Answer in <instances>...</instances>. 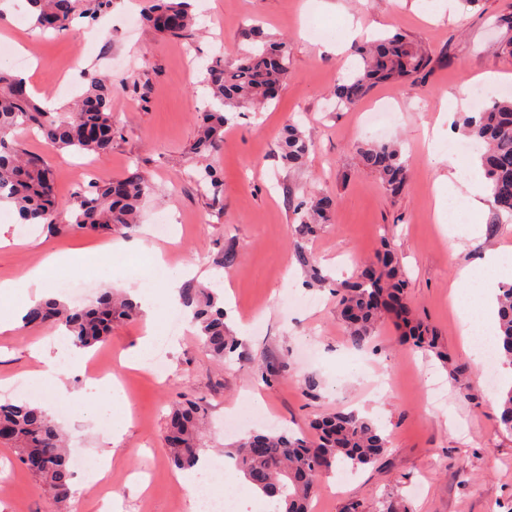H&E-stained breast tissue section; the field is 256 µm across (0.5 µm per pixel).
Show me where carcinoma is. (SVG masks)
<instances>
[{
  "label": "carcinoma",
  "mask_w": 512,
  "mask_h": 512,
  "mask_svg": "<svg viewBox=\"0 0 512 512\" xmlns=\"http://www.w3.org/2000/svg\"><path fill=\"white\" fill-rule=\"evenodd\" d=\"M144 21L167 38L191 36L194 16L191 0H146ZM32 27L42 32H76L75 21L93 19L112 10L115 0H26ZM363 67L338 78L334 94L340 105L362 97L379 83L417 78L427 59L416 47L398 36L382 38L362 52ZM289 50L284 43L252 45L237 62L226 66L219 59L206 69L203 83L213 102L198 114L196 155L218 153L224 143L226 113L244 105L265 106L276 99L288 82ZM87 86L69 112H56L38 103L26 84L0 66V202L15 206L24 224H41L50 233L72 230L112 234L132 230L142 198L150 186L140 174L120 179L91 181L81 185L66 204L55 191L54 170L47 158L22 148L24 131L42 136L56 149L106 152L112 148L115 123L111 109L112 85L95 73H86ZM467 135L478 145V159L491 185L492 206L497 214L512 217V100H494L466 118ZM313 149L310 139L293 124L281 136V157L289 164L303 162ZM365 167L374 171L387 191L397 195L406 187L407 162L399 146L381 142L359 148ZM335 201L316 195L300 202L291 238L299 263L312 281L328 278L319 272L307 242L329 223ZM407 282L396 245L381 239L374 259L354 280L336 284L339 317L350 344L365 347L380 319L388 315L405 327V339L415 348L433 352L454 376L459 369L440 346L439 337L414 318L405 296ZM182 303L191 309L192 323L206 349L216 358L237 356L240 344L224 322V291L220 283L206 288H185ZM138 306L127 297L107 291L97 301L73 307L59 298L35 303L25 315L29 325L64 327L73 343L90 348L112 331V323L136 316ZM498 345L500 355L512 365V287L498 295ZM204 406L188 400L174 402L168 416L164 442L180 469L194 467L203 451L200 422ZM495 425L512 430V388L500 396ZM0 428L7 429L0 444L15 449L22 463L30 455L44 462L33 475L44 484L56 507L63 512L70 499L72 476L60 425L47 412L27 402L0 404ZM310 440L287 429L276 433H252L238 441L232 458L246 482L275 503V512H310L320 476L335 465L352 470L375 465L385 454L389 440L372 420L355 411H334L313 422Z\"/></svg>",
  "instance_id": "carcinoma-1"
}]
</instances>
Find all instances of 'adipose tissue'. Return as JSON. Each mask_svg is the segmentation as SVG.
<instances>
[{"label": "adipose tissue", "mask_w": 512, "mask_h": 512, "mask_svg": "<svg viewBox=\"0 0 512 512\" xmlns=\"http://www.w3.org/2000/svg\"><path fill=\"white\" fill-rule=\"evenodd\" d=\"M429 148L434 159L448 169L447 175L441 176L437 181V200H456L473 224H480L485 202L491 196L488 183L477 176L468 182H461V160L456 153L442 152L434 142L430 143ZM116 251L125 253L132 259H143L144 280L160 282L165 290L164 302L178 305V289L184 279L190 276V269H170L159 250L148 246L142 239L118 241L85 251L49 253L38 266L27 270L19 279L0 282V296L10 295L15 289L22 287L43 291L47 287L46 272L70 271L90 263L106 264ZM509 280L512 281V264L503 263L495 252L486 254L484 260L464 266L460 270L453 290V303L463 326L462 334L466 342H476L479 334L492 332L495 327L494 310L497 306L494 289L498 282Z\"/></svg>", "instance_id": "adipose-tissue-1"}]
</instances>
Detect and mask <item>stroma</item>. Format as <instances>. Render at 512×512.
Segmentation results:
<instances>
[{
  "instance_id": "1",
  "label": "stroma",
  "mask_w": 512,
  "mask_h": 512,
  "mask_svg": "<svg viewBox=\"0 0 512 512\" xmlns=\"http://www.w3.org/2000/svg\"><path fill=\"white\" fill-rule=\"evenodd\" d=\"M24 0H0V63L27 77L36 98L67 106L84 88L85 71L112 80L116 133L104 154L48 151L42 138L26 136V150L48 154L57 173L56 192L69 200L78 185L92 179L142 174L151 191L141 206L133 238L147 237L165 218L168 239L159 241L173 263L196 266L191 288L210 285L223 275L225 322L250 356L218 361L202 345L191 324L180 333L167 329L169 308L155 328L165 350L158 374L130 376V406L140 417L119 441H112V410L98 404L97 390L87 402L96 406L85 420L60 419L70 451L90 460L110 454L112 488L100 496L87 489L92 471L74 473L71 512H194L178 481V470L163 443L168 405L178 395L203 399L205 440L211 460L223 459L249 431L237 414L257 405L290 427L311 434L312 419L336 409L365 412L390 436L388 452L373 466L357 471L344 466L323 474L313 512H512V431L496 428V399L502 384L476 386L450 378L434 355L409 348L394 319H385L372 342L350 345L336 313L331 289L309 285L294 255L290 229L296 205L317 192L335 200L331 222L308 249L332 281L355 275L373 258L381 237L392 238L408 276L407 299L433 327L456 362L472 368L483 347L464 350L450 301L459 270L492 250L512 260V223L487 212L486 226L473 235L467 218H458L445 235L435 213L436 180L443 168L428 151L430 132L452 142L465 141L466 117L482 109L470 99L451 125H438L441 102L470 78L489 71L512 72V0H477L463 7L454 0L439 9L436 0H192L193 38L183 42L160 36L137 15L142 5L117 0L99 20L81 19L77 34H40L31 26ZM359 21L372 36L402 35L428 58L422 79L375 85L353 104L337 106L332 91L339 75L360 65L356 42L342 50L314 40L309 22L330 26L347 18ZM259 25L265 36L290 49V80L277 99L254 111L228 115L224 145L218 154L224 186L220 194L197 183L200 161L189 149L196 139L194 115L210 101L203 84L215 53L233 59L247 47L245 32ZM28 55V66L16 59ZM390 104L403 112L389 134L408 163L401 194L387 191L378 175L361 163L360 144L374 141L360 113ZM315 144L300 165L279 158L278 136L288 124ZM27 228L18 224L12 205L0 203V280L39 265L47 251H80L108 243L105 235L72 231L25 244ZM234 248L236 264L217 267L223 251ZM122 277L112 280L108 265L75 274L90 285L89 300L104 288L128 292L140 288L139 264L120 260ZM61 332L22 325L0 334V382L11 384L10 401L33 405L49 401L51 385L29 388L33 372L44 365L33 347L55 351ZM316 358H302L304 348ZM287 361L273 383L261 381L267 366ZM429 365L448 393L445 406H434L429 382L418 371ZM319 387L308 392L304 376ZM0 512H55V505L12 449L0 446Z\"/></svg>"
}]
</instances>
